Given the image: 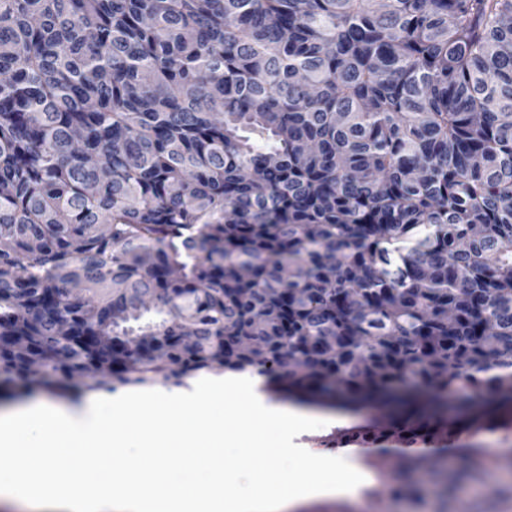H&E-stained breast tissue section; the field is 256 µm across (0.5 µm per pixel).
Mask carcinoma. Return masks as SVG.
Returning <instances> with one entry per match:
<instances>
[{
    "label": "carcinoma",
    "instance_id": "1",
    "mask_svg": "<svg viewBox=\"0 0 512 512\" xmlns=\"http://www.w3.org/2000/svg\"><path fill=\"white\" fill-rule=\"evenodd\" d=\"M246 371L512 431V0H0V399Z\"/></svg>",
    "mask_w": 512,
    "mask_h": 512
}]
</instances>
